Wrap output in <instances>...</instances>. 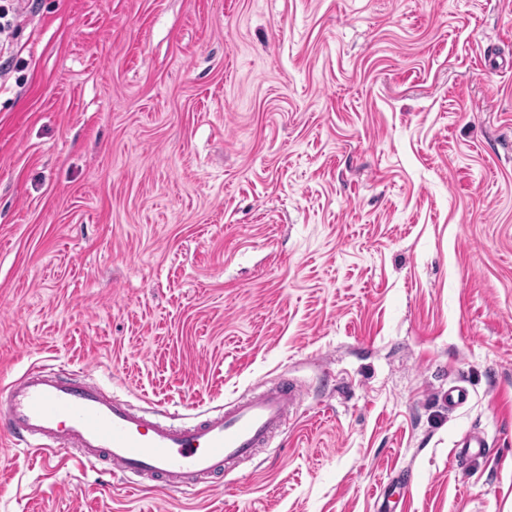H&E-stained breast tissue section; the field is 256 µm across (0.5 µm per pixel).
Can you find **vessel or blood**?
<instances>
[{
	"mask_svg": "<svg viewBox=\"0 0 512 512\" xmlns=\"http://www.w3.org/2000/svg\"><path fill=\"white\" fill-rule=\"evenodd\" d=\"M299 398L297 384L283 378L177 426L89 374L32 365L0 384V435L50 469L102 460L123 481L192 495L215 475L275 447Z\"/></svg>",
	"mask_w": 512,
	"mask_h": 512,
	"instance_id": "obj_1",
	"label": "vessel or blood"
}]
</instances>
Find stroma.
<instances>
[{
	"mask_svg": "<svg viewBox=\"0 0 512 512\" xmlns=\"http://www.w3.org/2000/svg\"><path fill=\"white\" fill-rule=\"evenodd\" d=\"M11 39L0 382L303 401L194 496L0 438V512H512V0H28Z\"/></svg>",
	"mask_w": 512,
	"mask_h": 512,
	"instance_id": "1",
	"label": "stroma"
}]
</instances>
